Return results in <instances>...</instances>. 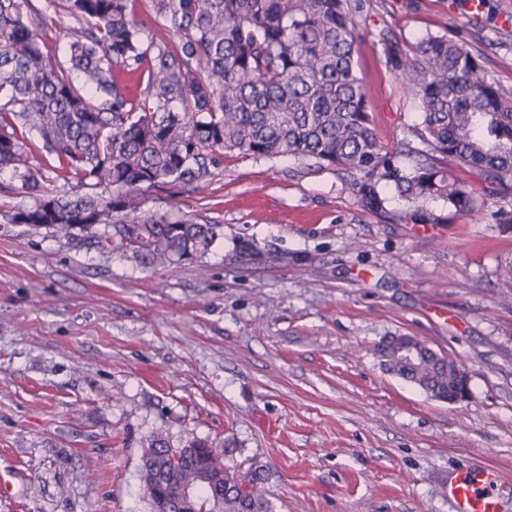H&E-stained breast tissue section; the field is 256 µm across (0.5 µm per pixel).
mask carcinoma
<instances>
[{"label": "carcinoma", "mask_w": 512, "mask_h": 512, "mask_svg": "<svg viewBox=\"0 0 512 512\" xmlns=\"http://www.w3.org/2000/svg\"><path fill=\"white\" fill-rule=\"evenodd\" d=\"M86 25L64 60L43 51L42 21L30 0H0V168L12 170L31 202L13 224L79 231L103 252L145 267L178 264L208 251L219 224L145 208L146 190L165 183L204 187L238 153L292 158L361 174L363 202L394 224H437L428 211L389 210L379 184L409 202L440 201L456 214L481 212L455 167L476 172L496 194H512V88L480 56L447 34L415 42L383 30L385 66L420 111L418 141L381 142L370 91L357 70L366 40L363 0H151L157 21L178 38L145 42L133 0H55ZM147 76L150 104L135 103L115 72ZM56 160L45 176L27 149ZM63 181L62 192L53 183ZM418 358L404 362L401 344ZM376 353L386 371L434 398L454 370L417 336H388ZM187 458L161 432L143 445L140 482L150 507L163 483L193 484L207 512H273L254 488L257 471L224 463L219 445L194 440ZM224 471L202 482L198 468Z\"/></svg>", "instance_id": "cac0c4a2"}]
</instances>
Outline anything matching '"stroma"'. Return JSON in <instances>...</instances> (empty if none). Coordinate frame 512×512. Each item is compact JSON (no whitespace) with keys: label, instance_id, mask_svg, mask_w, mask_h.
<instances>
[{"label":"stroma","instance_id":"1","mask_svg":"<svg viewBox=\"0 0 512 512\" xmlns=\"http://www.w3.org/2000/svg\"><path fill=\"white\" fill-rule=\"evenodd\" d=\"M52 52L82 25L49 0ZM371 30L465 41L512 87V31L448 0H366ZM383 143L417 108L360 46ZM475 217L391 224L359 176L228 155L206 188L165 184L148 205L224 227L210 250L146 268L82 236L0 216V512H150L143 444L164 433L224 445L259 468L274 512H452L459 471L488 470L512 512V228L486 195ZM456 360L471 395L451 405L387 373L388 335Z\"/></svg>","mask_w":512,"mask_h":512}]
</instances>
